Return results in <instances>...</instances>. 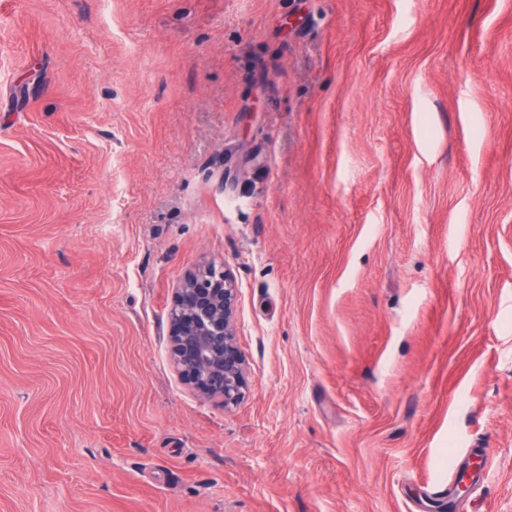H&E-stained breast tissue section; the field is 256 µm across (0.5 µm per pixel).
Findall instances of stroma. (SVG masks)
<instances>
[{
	"label": "stroma",
	"instance_id": "obj_1",
	"mask_svg": "<svg viewBox=\"0 0 512 512\" xmlns=\"http://www.w3.org/2000/svg\"><path fill=\"white\" fill-rule=\"evenodd\" d=\"M0 512H512V0H0ZM238 289L224 267L189 271L169 310L170 352L179 374L198 392L232 409L247 389L246 359L236 340ZM466 454L470 457L481 459L482 465L471 471H469L468 468H465L462 471H459V469L453 470L448 475V479L445 478L444 480H440L435 484V488L437 489L436 493L448 494V499H450L454 490L457 488L459 480L462 478H469L471 484L477 483L479 481H485L489 478L490 469L486 465V459L484 455L479 453V449L468 448Z\"/></svg>",
	"mask_w": 512,
	"mask_h": 512
}]
</instances>
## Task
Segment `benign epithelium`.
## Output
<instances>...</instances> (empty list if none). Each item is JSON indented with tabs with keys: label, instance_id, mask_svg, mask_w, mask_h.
<instances>
[{
	"label": "benign epithelium",
	"instance_id": "1",
	"mask_svg": "<svg viewBox=\"0 0 512 512\" xmlns=\"http://www.w3.org/2000/svg\"><path fill=\"white\" fill-rule=\"evenodd\" d=\"M238 289L224 267L189 271L169 310L170 352L179 374L229 410L247 389L246 359L236 340Z\"/></svg>",
	"mask_w": 512,
	"mask_h": 512
}]
</instances>
